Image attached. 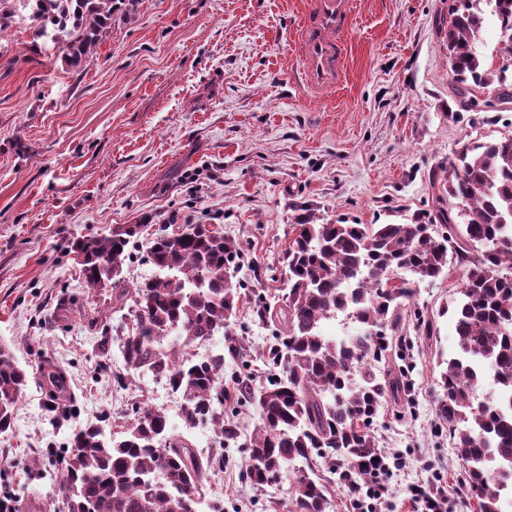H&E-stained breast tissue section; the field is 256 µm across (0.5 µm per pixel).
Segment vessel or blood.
<instances>
[{
  "mask_svg": "<svg viewBox=\"0 0 512 512\" xmlns=\"http://www.w3.org/2000/svg\"><path fill=\"white\" fill-rule=\"evenodd\" d=\"M353 11L354 0H309L298 44L302 78L314 95H323L344 78L346 33Z\"/></svg>",
  "mask_w": 512,
  "mask_h": 512,
  "instance_id": "1",
  "label": "vessel or blood"
}]
</instances>
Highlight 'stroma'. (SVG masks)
I'll use <instances>...</instances> for the list:
<instances>
[{"label":"stroma","mask_w":512,"mask_h":512,"mask_svg":"<svg viewBox=\"0 0 512 512\" xmlns=\"http://www.w3.org/2000/svg\"><path fill=\"white\" fill-rule=\"evenodd\" d=\"M309 0H139L116 18L82 71L53 44L16 60L26 23L0 34V344L29 375L14 427L0 434V468L20 497L15 512H57L49 479L76 424L125 425L131 403L163 408L178 424V398L144 380L127 388L97 379L90 309L103 296L84 288L65 256L72 238L118 224H220L243 243L238 280L271 287L304 214L362 224L433 219L448 186V159L471 139L512 135V101L477 90L461 111L450 78L445 33L455 0H355L342 84L315 97L299 80L297 29ZM466 267L416 287L400 335L408 383L386 399L378 446L398 456L385 479L393 512H410L409 491L439 470L450 512H476L464 468L441 432L436 404L441 361L454 357L453 319ZM436 321L422 336L417 317ZM57 365L79 410L50 424L38 376ZM292 466L255 489L233 458L206 481L225 512H289Z\"/></svg>","instance_id":"1"}]
</instances>
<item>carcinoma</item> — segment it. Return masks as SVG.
Instances as JSON below:
<instances>
[{"instance_id":"obj_1","label":"carcinoma","mask_w":512,"mask_h":512,"mask_svg":"<svg viewBox=\"0 0 512 512\" xmlns=\"http://www.w3.org/2000/svg\"><path fill=\"white\" fill-rule=\"evenodd\" d=\"M492 5L501 50L512 53V0H457L448 26L451 70L460 105H478L475 89L497 84L512 98L507 71L494 70L478 51L483 40L482 2ZM13 0H0V32L15 23ZM31 12L29 55L51 41L64 63L78 70L120 14L136 0H23ZM439 224L319 223L302 217L290 225L286 268L276 303L238 282L224 285V272L244 266V246L219 224H174L153 238L142 256L152 274L133 283L121 277L134 259L141 225L69 242L67 255L80 266L86 286L110 293V317L89 321L95 333L98 372L119 387L132 379L165 381L180 397L179 419L191 432L208 426L219 445L204 455L170 426L164 411L133 402L129 427L106 433L101 422L75 427L61 459L56 491L68 512H224V499L208 501L201 486L224 468V449L235 448L252 487L296 463L292 512H325L329 486L318 460L343 483L376 476L364 469L381 451L373 424L382 399L401 390L400 379L381 369L402 312L423 281L448 274V238L459 241L456 257L469 263L453 308L457 352L440 374L436 413L448 430L465 472V490L477 512H503L512 495V405L478 400L484 380L512 395V135L463 144L448 162V198L438 197ZM464 218L460 224L457 219ZM251 300L270 329L259 357L267 376L258 385L236 331L242 302ZM355 324L343 339L323 334L338 315ZM224 350L196 357L189 349L213 337ZM118 352L126 373L112 374ZM235 368L224 384V363ZM50 401L66 388L62 372L44 370ZM28 375L10 348L0 345V433L14 424V410ZM251 407L258 423L241 437L238 410Z\"/></svg>"}]
</instances>
